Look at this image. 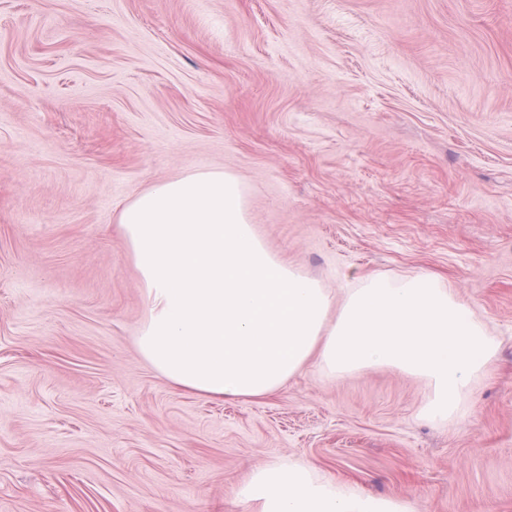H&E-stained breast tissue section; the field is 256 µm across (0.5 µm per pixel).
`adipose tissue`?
<instances>
[{
	"label": "adipose tissue",
	"instance_id": "ef3b65f1",
	"mask_svg": "<svg viewBox=\"0 0 512 512\" xmlns=\"http://www.w3.org/2000/svg\"><path fill=\"white\" fill-rule=\"evenodd\" d=\"M148 315L137 346L170 383L217 399L270 395L318 359L342 377L388 365L426 379L432 419L457 416L495 345L435 275L365 277L335 322L320 282L270 252L233 174L201 169L148 186L118 215ZM259 512H411L321 476L308 462L267 463L238 489Z\"/></svg>",
	"mask_w": 512,
	"mask_h": 512
}]
</instances>
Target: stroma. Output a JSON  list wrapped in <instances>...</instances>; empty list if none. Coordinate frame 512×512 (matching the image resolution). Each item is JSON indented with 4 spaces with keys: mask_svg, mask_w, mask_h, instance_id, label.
<instances>
[{
    "mask_svg": "<svg viewBox=\"0 0 512 512\" xmlns=\"http://www.w3.org/2000/svg\"><path fill=\"white\" fill-rule=\"evenodd\" d=\"M201 168L335 302L440 275L497 342L463 414L386 366L243 400L155 371L117 217ZM288 461L512 512V0H0V512H252Z\"/></svg>",
    "mask_w": 512,
    "mask_h": 512,
    "instance_id": "stroma-1",
    "label": "stroma"
}]
</instances>
